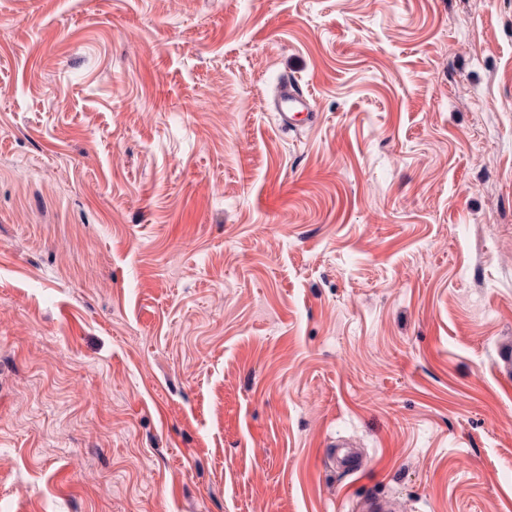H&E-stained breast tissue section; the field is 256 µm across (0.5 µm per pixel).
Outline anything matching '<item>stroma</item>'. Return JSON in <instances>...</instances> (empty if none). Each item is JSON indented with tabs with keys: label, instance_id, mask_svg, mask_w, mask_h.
Here are the masks:
<instances>
[{
	"label": "stroma",
	"instance_id": "1",
	"mask_svg": "<svg viewBox=\"0 0 512 512\" xmlns=\"http://www.w3.org/2000/svg\"><path fill=\"white\" fill-rule=\"evenodd\" d=\"M508 346L512 0H0V512H512ZM275 109L278 111L283 128H291L296 124L295 122L309 125L316 118V114L312 112L313 106L310 97L298 92L290 79L282 80Z\"/></svg>",
	"mask_w": 512,
	"mask_h": 512
}]
</instances>
